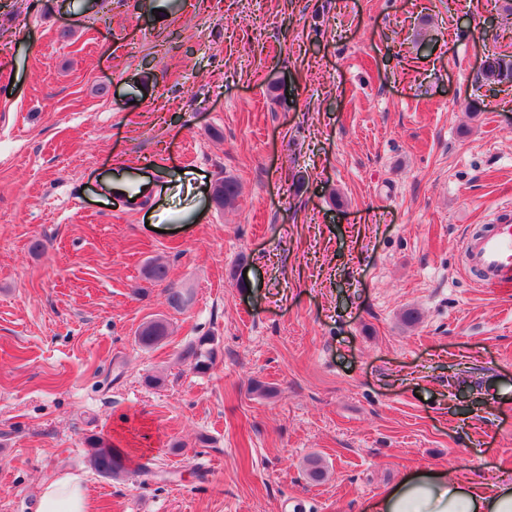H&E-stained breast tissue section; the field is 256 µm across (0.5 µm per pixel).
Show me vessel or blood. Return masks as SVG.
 <instances>
[{
	"instance_id": "obj_1",
	"label": "vessel or blood",
	"mask_w": 512,
	"mask_h": 512,
	"mask_svg": "<svg viewBox=\"0 0 512 512\" xmlns=\"http://www.w3.org/2000/svg\"><path fill=\"white\" fill-rule=\"evenodd\" d=\"M146 188L142 175L129 171L114 181L113 195L127 202ZM462 251L467 270L477 273L481 287L512 288V217L503 216L480 236L466 235Z\"/></svg>"
}]
</instances>
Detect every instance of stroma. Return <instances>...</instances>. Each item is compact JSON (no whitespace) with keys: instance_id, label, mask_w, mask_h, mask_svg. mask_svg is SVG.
Segmentation results:
<instances>
[{"instance_id":"35a3bbf8","label":"stroma","mask_w":512,"mask_h":512,"mask_svg":"<svg viewBox=\"0 0 512 512\" xmlns=\"http://www.w3.org/2000/svg\"><path fill=\"white\" fill-rule=\"evenodd\" d=\"M506 5L0 0V512L62 474L95 512H362L417 468L512 474V294L461 272L512 207V80L480 76L512 60ZM139 167L148 203L114 200ZM169 324L165 319H155L143 324L137 332V340L143 347L149 348L168 335ZM180 358L200 374L209 372L216 363L217 348L215 336H199L189 342L181 351ZM86 442L92 470L107 478H118L127 473L124 456L110 444L100 437H90Z\"/></svg>"}]
</instances>
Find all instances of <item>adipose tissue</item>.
<instances>
[{"instance_id":"1","label":"adipose tissue","mask_w":512,"mask_h":512,"mask_svg":"<svg viewBox=\"0 0 512 512\" xmlns=\"http://www.w3.org/2000/svg\"><path fill=\"white\" fill-rule=\"evenodd\" d=\"M366 512H512V478L488 486L476 478L448 476L447 472L416 469L378 499ZM36 512H91L87 487L64 474L40 489Z\"/></svg>"}]
</instances>
